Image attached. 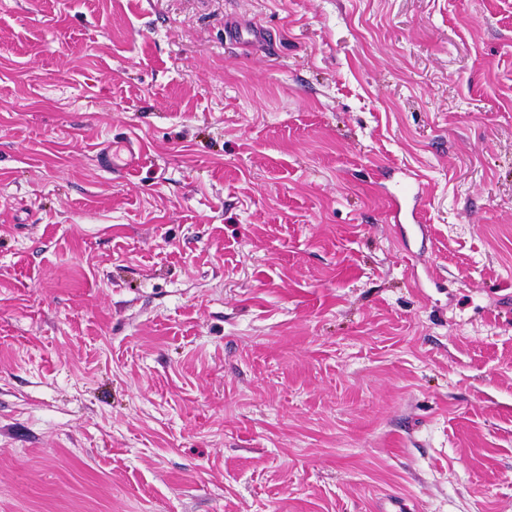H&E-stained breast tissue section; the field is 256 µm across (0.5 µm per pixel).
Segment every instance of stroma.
<instances>
[{
  "label": "stroma",
  "instance_id": "obj_1",
  "mask_svg": "<svg viewBox=\"0 0 512 512\" xmlns=\"http://www.w3.org/2000/svg\"><path fill=\"white\" fill-rule=\"evenodd\" d=\"M395 500L512 512V0H0V512ZM224 39L230 43H254L271 47L266 34L242 20H228L224 22ZM96 158L102 169L131 172L140 166L142 152L134 149L129 138H121L107 142Z\"/></svg>",
  "mask_w": 512,
  "mask_h": 512
}]
</instances>
